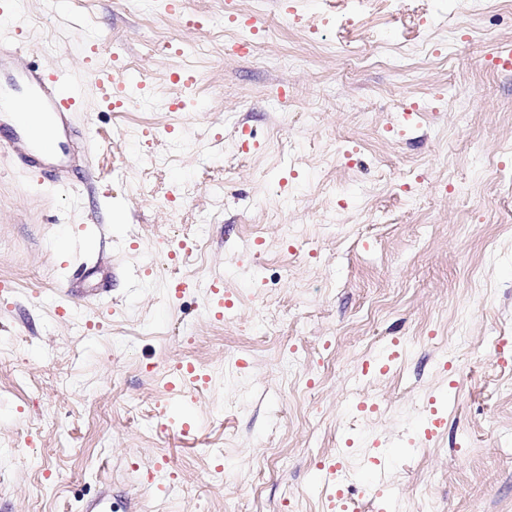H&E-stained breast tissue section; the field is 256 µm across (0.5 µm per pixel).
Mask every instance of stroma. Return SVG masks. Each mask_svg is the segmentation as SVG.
Returning <instances> with one entry per match:
<instances>
[{"label": "stroma", "mask_w": 512, "mask_h": 512, "mask_svg": "<svg viewBox=\"0 0 512 512\" xmlns=\"http://www.w3.org/2000/svg\"><path fill=\"white\" fill-rule=\"evenodd\" d=\"M19 5L0 36L66 57L98 139L0 158V512H331L334 456L348 512H386L371 471L398 512H512V0H454L449 54L441 0ZM233 12L261 57L225 54ZM123 61L141 95L97 111ZM317 482L326 489H329V500L332 510L336 509V507L346 510L342 490V465L340 462L336 461V458H332L329 462L323 463L319 467Z\"/></svg>", "instance_id": "stroma-1"}]
</instances>
